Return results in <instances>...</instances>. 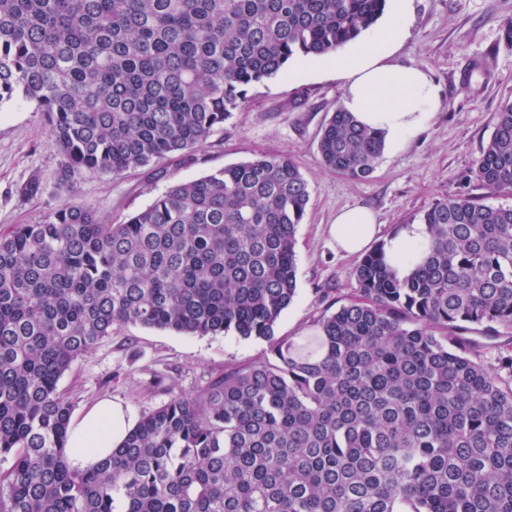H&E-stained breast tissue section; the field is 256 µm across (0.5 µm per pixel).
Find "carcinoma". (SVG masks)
<instances>
[{"label":"carcinoma","mask_w":512,"mask_h":512,"mask_svg":"<svg viewBox=\"0 0 512 512\" xmlns=\"http://www.w3.org/2000/svg\"><path fill=\"white\" fill-rule=\"evenodd\" d=\"M386 2L0 0V104L45 114L71 196L83 175L192 152L249 87L355 40ZM383 149L341 108L318 145L356 179ZM474 175L512 192V100ZM309 197L291 157L263 155L169 186L121 224L69 201L0 234V512H512V206L434 203L409 276L381 244L351 299L276 337ZM128 324L233 331L269 354L171 398L74 473L59 382ZM470 325L507 337L496 365Z\"/></svg>","instance_id":"carcinoma-1"}]
</instances>
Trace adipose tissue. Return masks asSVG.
Listing matches in <instances>:
<instances>
[{
	"label": "adipose tissue",
	"instance_id": "1",
	"mask_svg": "<svg viewBox=\"0 0 512 512\" xmlns=\"http://www.w3.org/2000/svg\"><path fill=\"white\" fill-rule=\"evenodd\" d=\"M393 24L353 48L328 54L324 63L335 70L344 87L342 106L362 125L381 132L385 141L411 140L429 123L439 106V93L428 75L391 58L406 28L409 0H395ZM338 251L364 252L377 232V218L365 207L337 212L330 228ZM429 239L426 225L409 224L391 237L386 256L399 275L413 268ZM133 427V416L120 403L102 399L91 404L70 425L67 464L82 472L111 455Z\"/></svg>",
	"mask_w": 512,
	"mask_h": 512
}]
</instances>
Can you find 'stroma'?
<instances>
[{
	"instance_id": "1",
	"label": "stroma",
	"mask_w": 512,
	"mask_h": 512,
	"mask_svg": "<svg viewBox=\"0 0 512 512\" xmlns=\"http://www.w3.org/2000/svg\"><path fill=\"white\" fill-rule=\"evenodd\" d=\"M507 21H512V0H412L407 35L394 61L427 71L439 87L440 105L411 141L385 147L367 178L352 179L324 167L318 140L342 103L343 86L334 74L305 67L299 59L288 73L250 88L223 130L191 153L117 177H82L76 199L103 223L119 224L171 184L261 155L292 157L309 183L310 200L296 233V295L274 334L300 335L326 310L345 303L355 288L358 260L337 254L328 233L337 210H373L384 240L404 225L421 223L432 204L454 194L512 206V194H488L471 173L496 112L512 100V48L501 29ZM483 59L492 63L486 75L473 69ZM61 163L43 113L21 100L0 105V232L37 223L65 203L58 186ZM34 175L42 181L41 195L22 197L19 186ZM268 349L263 339L232 332L186 336L116 326L74 362L59 388L72 403L73 416L107 396L139 419L175 395L193 394L225 368L263 357Z\"/></svg>"
}]
</instances>
